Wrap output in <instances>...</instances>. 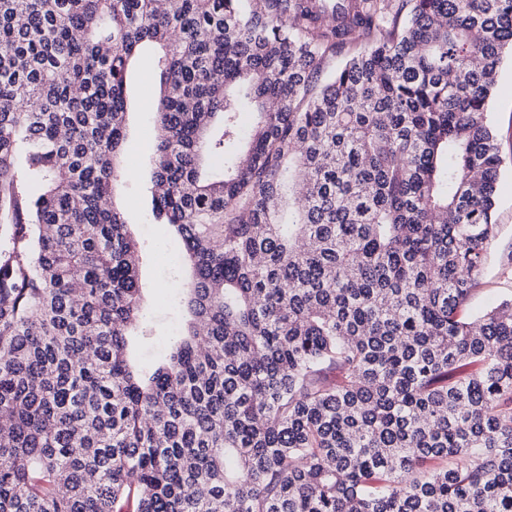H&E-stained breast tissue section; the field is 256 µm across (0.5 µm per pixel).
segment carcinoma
Instances as JSON below:
<instances>
[{"label": "carcinoma", "mask_w": 512, "mask_h": 512, "mask_svg": "<svg viewBox=\"0 0 512 512\" xmlns=\"http://www.w3.org/2000/svg\"><path fill=\"white\" fill-rule=\"evenodd\" d=\"M156 2L0 0V512H512V299L462 314L512 0ZM146 46L191 319L142 373Z\"/></svg>", "instance_id": "carcinoma-1"}]
</instances>
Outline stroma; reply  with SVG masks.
<instances>
[{
	"label": "stroma",
	"mask_w": 512,
	"mask_h": 512,
	"mask_svg": "<svg viewBox=\"0 0 512 512\" xmlns=\"http://www.w3.org/2000/svg\"><path fill=\"white\" fill-rule=\"evenodd\" d=\"M152 52H145L132 68L128 80L127 154L119 180L118 200L128 211L135 236L145 244L146 258L141 278L146 286L145 302L155 336L143 345L145 359L160 353L165 336L176 330L180 314L175 299L181 282L178 268L167 265L163 253L178 254L182 248L167 225L152 217V158L156 145L155 107L158 100V74ZM490 120L499 137L504 159L496 193L498 235L486 268L464 313L475 316L480 311L512 297V274L504 264L512 262V60H505L499 73L490 105Z\"/></svg>",
	"instance_id": "obj_1"
}]
</instances>
